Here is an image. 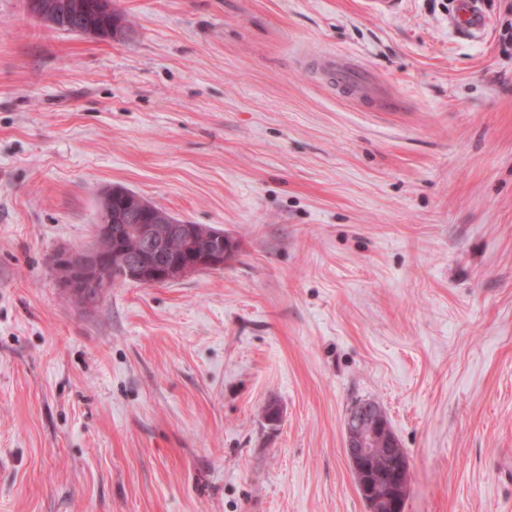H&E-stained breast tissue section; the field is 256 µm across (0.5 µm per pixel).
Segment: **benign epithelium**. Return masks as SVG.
Segmentation results:
<instances>
[{"instance_id": "benign-epithelium-1", "label": "benign epithelium", "mask_w": 512, "mask_h": 512, "mask_svg": "<svg viewBox=\"0 0 512 512\" xmlns=\"http://www.w3.org/2000/svg\"><path fill=\"white\" fill-rule=\"evenodd\" d=\"M27 13L43 21L50 16L64 15L69 20H83L75 26L82 35L94 37L101 30L94 22L113 13L112 0H24ZM133 197L138 206L119 211L120 198ZM169 224L174 234L192 238L193 225L172 217L144 197L119 188L105 191L98 201V217L93 242L79 251L63 249L55 253L52 265L58 281L69 295L87 307L95 306L99 296L93 288L110 283L113 276L142 285L175 281L200 270H219L234 251V244L224 232L213 233L209 246H189L180 254L160 249L155 225ZM135 236L141 244L137 258L128 257L124 239ZM345 448L356 487L373 512L387 507L390 512H404L410 485V465L405 458L392 456L399 447L386 413L375 401H365L351 409L344 419Z\"/></svg>"}]
</instances>
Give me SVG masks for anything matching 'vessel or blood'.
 I'll list each match as a JSON object with an SVG mask.
<instances>
[{"instance_id":"vessel-or-blood-1","label":"vessel or blood","mask_w":512,"mask_h":512,"mask_svg":"<svg viewBox=\"0 0 512 512\" xmlns=\"http://www.w3.org/2000/svg\"><path fill=\"white\" fill-rule=\"evenodd\" d=\"M487 17L481 0H458L452 19L455 30L472 38L481 36ZM317 69L325 79L368 108L385 110L390 106L387 98L369 92L373 78L358 58L326 54L317 59Z\"/></svg>"}]
</instances>
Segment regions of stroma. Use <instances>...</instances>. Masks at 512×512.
<instances>
[{"mask_svg": "<svg viewBox=\"0 0 512 512\" xmlns=\"http://www.w3.org/2000/svg\"><path fill=\"white\" fill-rule=\"evenodd\" d=\"M456 2L112 0L95 40L0 0V512H369L362 400L406 512H512V0L476 39ZM115 186L232 257L83 306L51 259ZM317 70L328 82L355 97L366 107L374 110L390 108L391 102L387 98L365 90L373 83V78L358 58L334 54L321 55L317 57ZM361 403V402H359ZM345 448L356 487L372 511L387 507L390 512H404L410 485L408 454L393 435L386 413L375 401H365L351 409L344 419ZM392 448L405 458H394ZM386 452L391 493L377 498L371 491L375 461ZM384 503V504H383Z\"/></svg>", "mask_w": 512, "mask_h": 512, "instance_id": "stroma-1", "label": "stroma"}]
</instances>
